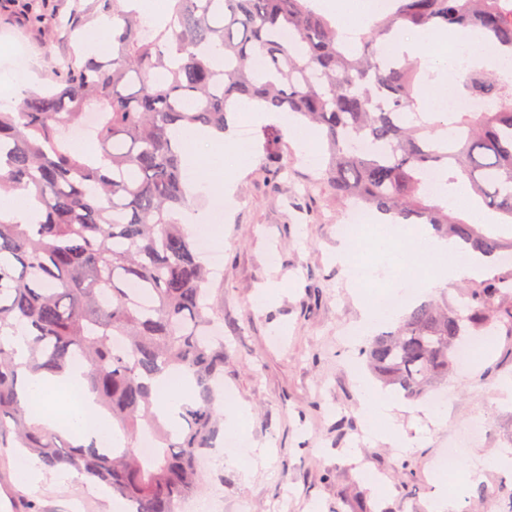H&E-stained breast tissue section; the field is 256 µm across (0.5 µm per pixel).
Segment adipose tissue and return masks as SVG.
Segmentation results:
<instances>
[{
	"label": "adipose tissue",
	"instance_id": "obj_1",
	"mask_svg": "<svg viewBox=\"0 0 512 512\" xmlns=\"http://www.w3.org/2000/svg\"><path fill=\"white\" fill-rule=\"evenodd\" d=\"M171 137L184 149L182 161L191 174L190 194L221 192L225 197H232L234 176L224 167V155L237 150L238 144L230 134H218L204 128L188 130L176 125L171 129ZM374 250L378 260L372 269L378 274H387L395 269L406 271L411 261H418L428 271L423 286L429 293L446 287L449 280L460 273L472 272L475 262L474 257L461 253L453 241L428 231L418 233L413 255L386 249L380 243L375 244ZM16 348L24 392L42 406L34 416L35 421L49 431L74 438L79 446L103 442L109 426L98 413L94 393L87 389L84 368L74 367L60 374L34 373L25 366L28 358L25 341H17ZM74 389L82 390L83 402L71 408L67 405V398ZM152 390L158 398V414L166 419L169 426H176L183 406L193 397L192 377L185 373H166L153 381ZM362 391L361 414L373 436L395 448L411 447V439L394 422L396 400L367 383L363 384Z\"/></svg>",
	"mask_w": 512,
	"mask_h": 512
}]
</instances>
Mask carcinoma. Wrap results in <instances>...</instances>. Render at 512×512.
Segmentation results:
<instances>
[{
  "label": "carcinoma",
  "instance_id": "obj_1",
  "mask_svg": "<svg viewBox=\"0 0 512 512\" xmlns=\"http://www.w3.org/2000/svg\"><path fill=\"white\" fill-rule=\"evenodd\" d=\"M98 2L112 14V60L55 59V89L0 110V192L25 189L39 213L21 224L0 212V448L102 483L128 512H176L200 487L198 458L224 431L215 397L224 341L204 340L223 314L178 218L187 181L171 126L222 132L239 99L299 115L322 131L340 201L395 224H429L484 258L512 255V74L475 54L456 92L493 106L436 120L421 106L428 71L387 49L389 37L417 29L512 49V0H391L349 41L315 0H170L148 24L133 0ZM91 111L97 159L64 135ZM444 171L446 184L464 182L467 210L430 193L428 178ZM501 326L512 331V270L466 289L459 304L413 307L362 355L383 385L428 402L459 349ZM17 336L34 372L85 363L124 447H77L31 421ZM165 372L190 374L196 388L175 433L154 411L150 381ZM144 425L149 456L139 452Z\"/></svg>",
  "mask_w": 512,
  "mask_h": 512
}]
</instances>
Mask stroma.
<instances>
[{"mask_svg": "<svg viewBox=\"0 0 512 512\" xmlns=\"http://www.w3.org/2000/svg\"><path fill=\"white\" fill-rule=\"evenodd\" d=\"M76 2L81 14L70 34L31 21L35 13L68 14ZM105 17L96 0H0V96L17 100L55 85L52 56L92 55L85 36ZM267 124L278 128L272 145L262 134ZM229 126L249 160L211 247L212 263L221 266L212 288L224 293L223 396L249 409L241 431L267 454L228 467L223 449L211 450L201 493L219 498L221 512H352L359 496L368 512H428L438 481L432 464L443 449L461 448L445 478L453 484L470 459L512 448V403L499 395L512 381V333L491 336L438 387L446 398L442 423L402 399L396 422L417 439L415 448L365 436L356 375L364 362L346 338L367 292L350 285L336 262L337 235L354 205L337 200L322 163H308L276 118L263 124L241 113ZM278 165L287 166V180L267 177ZM272 282L281 288L276 301L256 309L255 293ZM477 416L485 428L473 436L468 425ZM16 458L15 449L0 448V512H12L13 498L31 499L42 512H109L108 497L90 494L88 480L76 474L63 480L46 473L31 490L17 478ZM457 510L512 512V474L486 467Z\"/></svg>", "mask_w": 512, "mask_h": 512, "instance_id": "35a3bbf8", "label": "stroma"}]
</instances>
